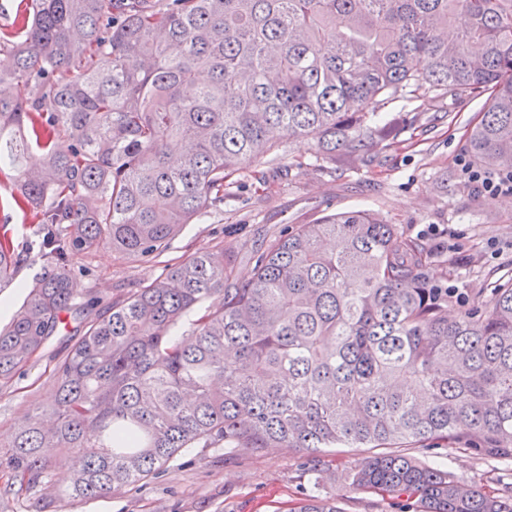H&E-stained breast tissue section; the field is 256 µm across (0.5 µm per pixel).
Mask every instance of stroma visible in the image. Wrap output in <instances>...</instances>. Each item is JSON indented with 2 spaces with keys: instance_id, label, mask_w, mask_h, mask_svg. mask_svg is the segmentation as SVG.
Segmentation results:
<instances>
[{
  "instance_id": "1",
  "label": "stroma",
  "mask_w": 512,
  "mask_h": 512,
  "mask_svg": "<svg viewBox=\"0 0 512 512\" xmlns=\"http://www.w3.org/2000/svg\"><path fill=\"white\" fill-rule=\"evenodd\" d=\"M482 96L435 101L398 98L377 116L390 137L378 146V159L318 163L312 142L284 144L287 177L271 176L267 190L255 194L248 174L224 200V208L186 225L167 250L151 261L122 260L110 249L79 253L70 262L79 297L110 301L128 295L163 275L168 267L198 250L224 248L233 279L252 273L257 250L284 231L327 214L365 208L421 237L432 254L431 280L455 286L475 299L488 283L512 277V194L490 195L467 183L460 162L468 158L467 131L485 107ZM35 222L13 200L9 178L0 179V234H7L24 261L14 281L0 285V299L19 307L26 287L46 263L26 253ZM64 337L51 339L0 387V432L11 431L52 394L50 374L65 351ZM360 448H332L317 476L302 475L300 453L274 445L255 452L229 453L223 448L183 452L146 481L57 512H278L289 501L320 493L335 498L341 512H393L375 495L349 491L345 470ZM422 461L447 469L468 484L487 489L512 484V464L440 443Z\"/></svg>"
}]
</instances>
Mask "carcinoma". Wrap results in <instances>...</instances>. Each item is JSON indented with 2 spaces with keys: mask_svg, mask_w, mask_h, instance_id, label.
Wrapping results in <instances>:
<instances>
[{
  "mask_svg": "<svg viewBox=\"0 0 512 512\" xmlns=\"http://www.w3.org/2000/svg\"><path fill=\"white\" fill-rule=\"evenodd\" d=\"M0 55V174L50 263L0 328V387L63 314L77 334L54 397L0 434L18 491L51 486L61 449L73 478L57 500L73 503L189 448L274 443L315 467L326 448L368 449L348 488L399 512H512V486L407 453L441 441L512 460V284L450 320L425 247L363 210L270 241L244 283L224 249L200 251L96 310L69 267L99 248L159 256L239 172L266 184L284 141L373 162L368 119L402 97L489 94L468 151L512 168V0H30ZM21 261L0 236V282ZM287 512L340 510L310 496Z\"/></svg>",
  "mask_w": 512,
  "mask_h": 512,
  "instance_id": "obj_1",
  "label": "carcinoma"
}]
</instances>
